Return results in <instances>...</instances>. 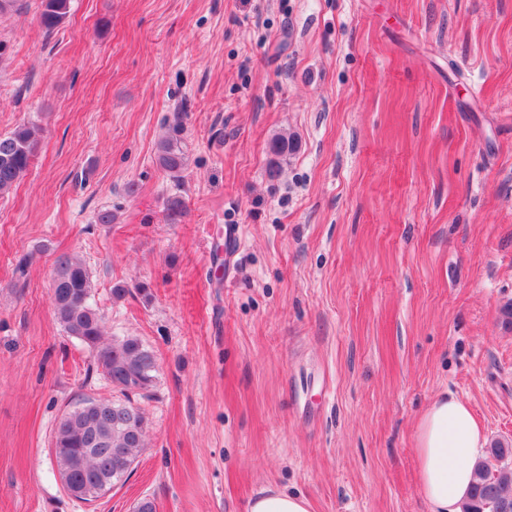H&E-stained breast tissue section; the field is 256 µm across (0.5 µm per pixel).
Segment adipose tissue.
I'll use <instances>...</instances> for the list:
<instances>
[{
	"label": "adipose tissue",
	"mask_w": 512,
	"mask_h": 512,
	"mask_svg": "<svg viewBox=\"0 0 512 512\" xmlns=\"http://www.w3.org/2000/svg\"><path fill=\"white\" fill-rule=\"evenodd\" d=\"M485 435L470 407L444 396L416 426L417 479L430 512H461L472 479L471 460Z\"/></svg>",
	"instance_id": "ef3b65f1"
}]
</instances>
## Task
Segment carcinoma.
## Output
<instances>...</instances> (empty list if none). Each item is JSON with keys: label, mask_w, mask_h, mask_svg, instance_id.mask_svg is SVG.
Instances as JSON below:
<instances>
[{"label": "carcinoma", "mask_w": 512, "mask_h": 512, "mask_svg": "<svg viewBox=\"0 0 512 512\" xmlns=\"http://www.w3.org/2000/svg\"><path fill=\"white\" fill-rule=\"evenodd\" d=\"M41 6L40 24L50 32L69 16L72 0H41ZM183 130L176 112L156 146L157 164L174 178L187 167ZM37 147L36 130L26 124L0 134V198L27 174ZM296 149L292 136L278 134L270 140L269 179L279 178L280 161ZM92 290L90 272L78 255L64 253L55 259L50 293L57 322L91 352L112 386L127 397H148L157 371L154 352L135 336L105 341L104 319L94 307ZM145 434L144 413L132 402L84 400L61 417L54 432L53 452L62 483L106 493L146 448ZM493 460L512 461V442H492L486 457L475 462L462 512H512V466L495 467Z\"/></svg>", "instance_id": "cac0c4a2"}]
</instances>
